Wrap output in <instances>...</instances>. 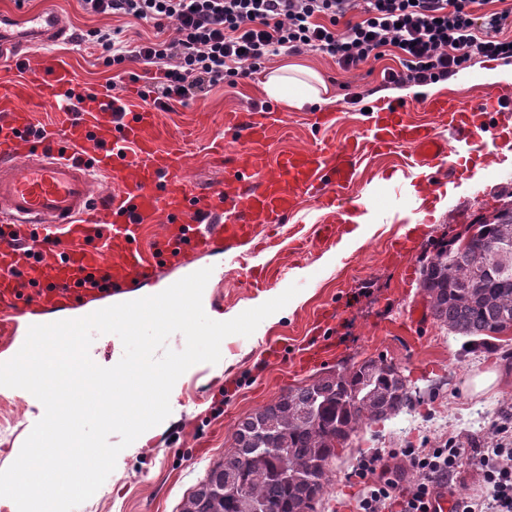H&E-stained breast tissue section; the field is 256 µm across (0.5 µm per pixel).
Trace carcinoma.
I'll list each match as a JSON object with an SVG mask.
<instances>
[{"label":"carcinoma","mask_w":512,"mask_h":512,"mask_svg":"<svg viewBox=\"0 0 512 512\" xmlns=\"http://www.w3.org/2000/svg\"><path fill=\"white\" fill-rule=\"evenodd\" d=\"M468 233V261L453 259L458 244H436L422 267L423 291L434 322L479 347L512 324V273L486 269L480 287H469L487 247L512 239V205L473 215ZM412 399L410 381L383 357L354 361L292 388L238 424L234 445L183 512H317L329 482L323 465L363 424L398 415ZM226 477L234 479L235 491L222 498L210 493L209 485Z\"/></svg>","instance_id":"carcinoma-1"}]
</instances>
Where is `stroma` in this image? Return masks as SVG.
I'll return each mask as SVG.
<instances>
[{"instance_id":"stroma-1","label":"stroma","mask_w":512,"mask_h":512,"mask_svg":"<svg viewBox=\"0 0 512 512\" xmlns=\"http://www.w3.org/2000/svg\"><path fill=\"white\" fill-rule=\"evenodd\" d=\"M51 4L73 32L120 28L126 39L150 36L151 25L130 27L126 19L90 16L79 0H27V9ZM64 56L75 75V91L90 92L111 86L119 94L130 87L128 78L115 77L100 53L73 41L44 46L31 60ZM391 59L369 61L345 72L333 59L317 52L281 53L272 68L301 65L324 82L326 102L302 109H282V127L275 133L271 153L302 149L330 139L366 138L368 117L348 104L347 92H362L368 101L399 100L397 86L385 84L383 70ZM494 60L478 57L470 67L443 81L441 93L476 105L489 85L485 69ZM266 72L218 86L205 95L175 105L159 115L160 145L178 140L190 156L184 179L196 190L208 191L225 177L229 158L244 150L238 133L224 125L226 114L247 113L269 100L262 90ZM337 115L334 127L320 130L309 118L315 111ZM437 134L457 147L463 176L436 173L405 148L389 152L365 151L359 177L340 205L351 220L336 222L326 246L300 247L316 224L326 220L321 204L302 200L300 210L285 224L258 225L268 246L252 252L243 244L223 256H197L188 263L164 268L157 283L124 289L123 297L153 291L155 284L180 280L187 270L213 268L203 292V307L213 320L237 314L257 299L299 284L303 303L287 304L271 325H259L248 337L224 340V372L214 375L202 363L182 376L176 389L178 410L161 425L147 445L127 447L121 463L77 512H182L190 493L222 461L234 443L237 425L247 416L275 402L288 389L308 383L328 370L366 358L384 357L398 364L413 387L408 409L381 422L363 425L352 434L330 465V481L318 512H356L364 488L354 472L371 453L383 455L400 448H431L456 439L467 450L492 443L491 421L501 408L512 406V370L496 387L475 393L467 378L474 371L493 370L512 362V333L471 348L463 337L449 334L432 319L419 286L420 271L434 254V246L453 226L471 214L488 211L512 196V158L504 154L512 142V121L495 115L481 117L468 143L458 144L446 125ZM483 178H476L477 166ZM365 217L367 235L345 243L356 217ZM267 270L268 287L247 284L250 270ZM35 415L21 391L0 394V470L18 457Z\"/></svg>"}]
</instances>
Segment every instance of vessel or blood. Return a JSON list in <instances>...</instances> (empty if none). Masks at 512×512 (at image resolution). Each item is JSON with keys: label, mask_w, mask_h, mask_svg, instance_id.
Returning <instances> with one entry per match:
<instances>
[{"label": "vessel or blood", "mask_w": 512, "mask_h": 512, "mask_svg": "<svg viewBox=\"0 0 512 512\" xmlns=\"http://www.w3.org/2000/svg\"><path fill=\"white\" fill-rule=\"evenodd\" d=\"M68 25L54 9L43 8L13 18L0 12V62L23 60L27 48L63 41ZM75 75L62 59L46 56L27 67L22 79L0 73V341L8 342L17 315L49 311L87 299L74 283L102 270L113 288H131L158 276L166 265L189 260L192 254H219L251 238L259 224H283L299 209L303 197L341 194L353 183L355 159L364 146L373 150L409 148L423 160L436 162L439 171L451 168V153L435 137L429 124L407 117V106L389 99L372 103L368 141H329L305 150H289L269 157L274 132L283 123L278 112L232 116L229 126L242 129V158L232 159L224 184L201 193L182 178L187 154L183 144L160 146L158 115L139 107L137 91L116 96L126 112L120 131H113L110 113L74 111L65 93ZM52 105L60 119L45 128L44 148L36 149L25 135L32 116ZM449 130L468 131L478 112L512 110V98L485 92L477 107L448 96L422 103ZM64 144L80 146V153H60ZM116 180L99 193L100 178ZM217 212L213 224L200 213ZM162 230L153 251L138 240L145 225ZM34 226L41 236L64 230L62 256L45 253L40 263L28 254L39 251L16 247L12 233ZM105 236L108 250L94 246ZM25 270L39 287H21L13 269Z\"/></svg>", "instance_id": "1"}]
</instances>
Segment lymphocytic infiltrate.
I'll list each match as a JSON object with an SVG mask.
<instances>
[{
  "label": "lymphocytic infiltrate",
  "mask_w": 512,
  "mask_h": 512,
  "mask_svg": "<svg viewBox=\"0 0 512 512\" xmlns=\"http://www.w3.org/2000/svg\"><path fill=\"white\" fill-rule=\"evenodd\" d=\"M92 15H116L152 25L151 37L134 43L118 31L94 29L86 40L107 63L138 62L163 75L152 99L168 112L199 92L235 84L266 67L281 51L324 53L341 70L369 60L397 59L384 71L389 84L428 85L448 79L477 57L512 62V7L482 11L483 0H80ZM491 448L473 464L485 489L482 500H454L451 512H512V407L492 426ZM465 453L454 440L434 448L397 450L419 480L407 493L387 478L380 454L363 458L370 478L359 512H430L439 489L459 472Z\"/></svg>",
  "instance_id": "1"
}]
</instances>
